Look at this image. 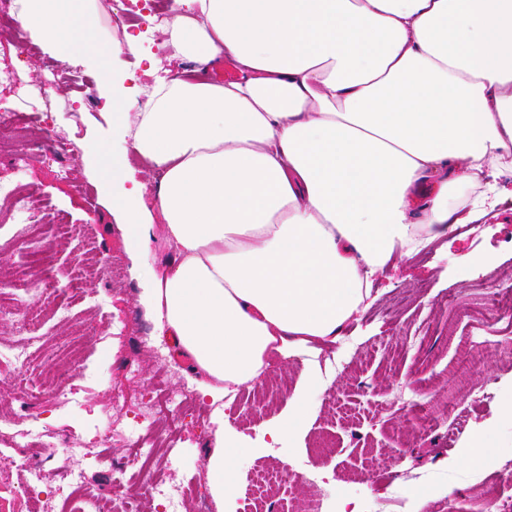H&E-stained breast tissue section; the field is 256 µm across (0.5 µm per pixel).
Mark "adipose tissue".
Here are the masks:
<instances>
[{"mask_svg": "<svg viewBox=\"0 0 512 512\" xmlns=\"http://www.w3.org/2000/svg\"><path fill=\"white\" fill-rule=\"evenodd\" d=\"M16 4L66 57L104 41L82 0ZM163 34L174 57L238 72L159 77L141 101L103 71L158 175L153 207L137 182L113 198L136 226L142 302L202 396L336 341L375 273L469 223L485 169L512 174V0H172ZM318 383L307 370L274 434H295ZM214 418L220 510L234 431Z\"/></svg>", "mask_w": 512, "mask_h": 512, "instance_id": "obj_1", "label": "adipose tissue"}]
</instances>
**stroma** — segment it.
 Listing matches in <instances>:
<instances>
[{
	"label": "stroma",
	"mask_w": 512,
	"mask_h": 512,
	"mask_svg": "<svg viewBox=\"0 0 512 512\" xmlns=\"http://www.w3.org/2000/svg\"><path fill=\"white\" fill-rule=\"evenodd\" d=\"M153 1L95 0L97 21L110 38L122 39L117 18L149 16ZM136 33L138 53L116 55L102 46L110 67L141 72L147 86L153 79L143 73L142 55L160 59L171 78L190 69V62L172 59L160 28L142 25ZM26 36L35 49L22 56L10 31L0 28V67L26 63L21 87H0V99L10 103L35 95L47 69L64 62L34 31ZM79 66L94 83L93 99L60 88L53 112L44 119L68 134L71 148L61 161L33 164L27 181L40 211L63 213L68 223L86 225L87 232L61 240L52 227H41L59 286L50 299H26L40 332L29 345L30 382L75 386L78 403L21 411L13 402L23 389L19 377L13 366H0V406L12 418L0 437V512H26L31 493L26 464L40 463L38 490L44 497L52 494L62 459L50 451L64 435L90 437L101 422L136 417L133 404L123 412L113 409V392L133 401L186 380L177 359L161 362L154 347L141 342L142 329L154 323L140 303L144 284L135 272L132 229L112 207V191L100 179L96 156L100 148L120 154L124 145L112 131L109 88L96 57L80 60ZM62 168L68 179L60 178ZM485 181L501 190L494 207L377 274L368 307L343 338L276 359L255 384L266 388V395L251 396L255 386L246 385L225 402L224 414L241 438L234 454L233 512H249L251 480L264 466L282 475L276 512H292L320 486L331 494L328 512H484L482 494L490 484L502 496H512V486L500 481L504 470L512 469V422L502 415L512 398V307H486L488 292L512 284V175L491 171ZM101 257L120 269L125 290L109 293L102 279L88 283L86 292L107 297L97 306L75 298L70 280L78 261ZM60 306L68 307L69 322L57 319ZM127 358L138 364V377L124 370ZM312 364L323 376L312 411L301 419L296 438L272 437L269 426L287 410L302 372ZM481 388L488 399L471 406V393ZM193 399L174 436V462L163 472L164 480L183 487V512H199L201 503L213 501L204 460L215 429L214 407L201 394ZM463 407L467 425L456 435V411ZM478 428L488 431L492 452L486 467L473 469L464 464L461 450L467 433ZM128 452L112 440L90 447L86 480L101 512L114 508L112 459ZM301 472L315 474L319 485L299 481ZM391 478L405 489L400 500L392 498Z\"/></svg>",
	"instance_id": "stroma-1"
}]
</instances>
